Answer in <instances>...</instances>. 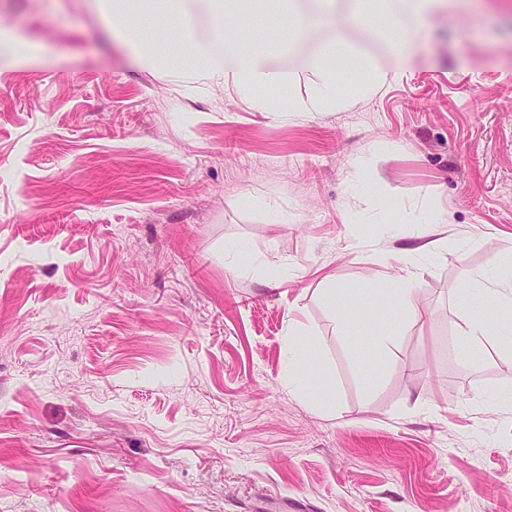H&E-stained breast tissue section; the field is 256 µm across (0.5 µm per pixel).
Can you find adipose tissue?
I'll return each mask as SVG.
<instances>
[{
    "label": "adipose tissue",
    "mask_w": 512,
    "mask_h": 512,
    "mask_svg": "<svg viewBox=\"0 0 512 512\" xmlns=\"http://www.w3.org/2000/svg\"><path fill=\"white\" fill-rule=\"evenodd\" d=\"M90 7L106 22L112 36L131 49L138 62L147 68H175L182 58L191 61L190 73L202 78L212 88H233L239 94L254 97L258 108L271 105L260 95L261 90L283 82V75L272 71L265 50L255 36L266 31L272 18L295 23L301 36L313 30L312 16L332 12L337 0H310V10H303L300 0H203L208 14L206 29H198L194 15L184 0H88ZM447 0H379L381 18L395 28L393 47L399 62H406L414 40L407 34L408 22H421L443 9ZM164 13L178 34L179 51L163 53L150 45L149 33L157 13ZM350 55L362 79L354 91L362 96L376 93L392 72L375 62L352 55L350 48L328 42L311 67L317 76L315 89L307 98H288L279 111L331 112L343 101L344 89L336 80L334 59ZM481 292L496 310L495 316H484L472 322L461 338L470 353H477L489 331L498 335L512 334V289L504 287L500 278L486 276Z\"/></svg>",
    "instance_id": "adipose-tissue-1"
}]
</instances>
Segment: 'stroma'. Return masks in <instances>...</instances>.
<instances>
[{
	"mask_svg": "<svg viewBox=\"0 0 512 512\" xmlns=\"http://www.w3.org/2000/svg\"><path fill=\"white\" fill-rule=\"evenodd\" d=\"M1 17L46 61L0 62V512H512V347L456 343L512 266V0H459L335 112L143 70L50 0ZM332 36L394 62L388 23L276 19L281 94ZM293 317L330 388L289 391Z\"/></svg>",
	"mask_w": 512,
	"mask_h": 512,
	"instance_id": "obj_1",
	"label": "stroma"
}]
</instances>
